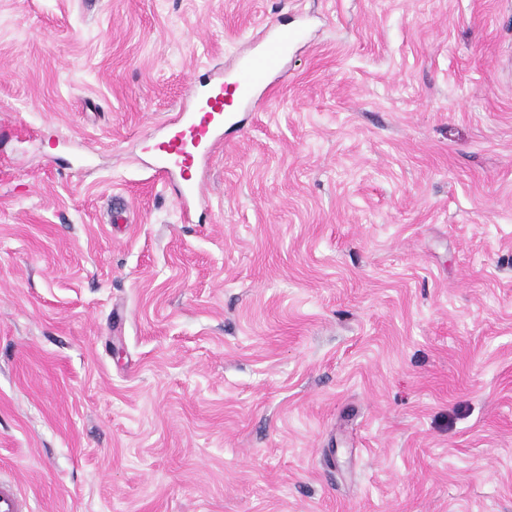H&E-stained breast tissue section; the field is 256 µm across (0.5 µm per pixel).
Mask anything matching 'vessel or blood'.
<instances>
[{"mask_svg": "<svg viewBox=\"0 0 512 512\" xmlns=\"http://www.w3.org/2000/svg\"><path fill=\"white\" fill-rule=\"evenodd\" d=\"M295 37L288 26H271L232 81H225L220 74L207 78L203 91L194 95L191 104L166 120L167 135L155 146L157 172L164 178H177L181 200L200 198L199 168L223 144L229 108L248 102L253 92L279 71Z\"/></svg>", "mask_w": 512, "mask_h": 512, "instance_id": "obj_1", "label": "vessel or blood"}]
</instances>
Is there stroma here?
Segmentation results:
<instances>
[{
  "label": "stroma",
  "mask_w": 512,
  "mask_h": 512,
  "mask_svg": "<svg viewBox=\"0 0 512 512\" xmlns=\"http://www.w3.org/2000/svg\"><path fill=\"white\" fill-rule=\"evenodd\" d=\"M300 18L183 217L143 140ZM0 481L512 512V0H0Z\"/></svg>",
  "instance_id": "stroma-1"
}]
</instances>
